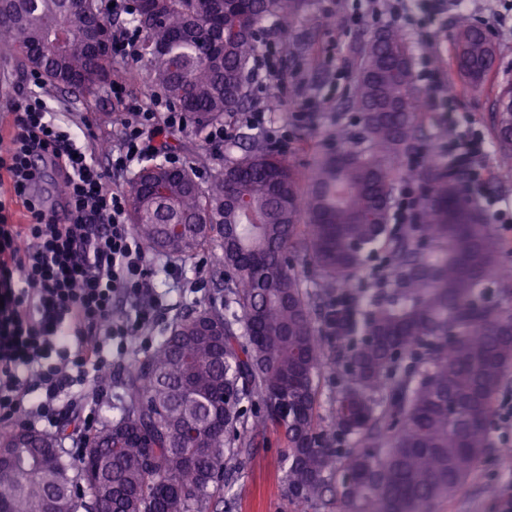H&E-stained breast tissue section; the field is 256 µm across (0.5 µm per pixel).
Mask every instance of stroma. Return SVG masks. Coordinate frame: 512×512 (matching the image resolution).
<instances>
[{"instance_id":"stroma-1","label":"stroma","mask_w":512,"mask_h":512,"mask_svg":"<svg viewBox=\"0 0 512 512\" xmlns=\"http://www.w3.org/2000/svg\"><path fill=\"white\" fill-rule=\"evenodd\" d=\"M506 0H413L409 19H394L393 24L406 35L414 58L429 54L434 72L441 82L456 78L454 33L460 25L474 22L478 16L503 9ZM262 43L273 48L279 74L264 89L249 87L251 108L277 102V124L283 131L282 150L302 174H309L316 160L331 149V130L343 126L351 134H359L361 126L350 99L360 73L361 50L382 25L366 12L364 0H308L304 13L288 34H281L272 20L261 23ZM499 45L494 71L487 83L475 89L459 85L452 97L451 112L429 106L423 115V134L418 153L427 162L444 158L448 147L450 122H457L479 131L486 141V163L494 175L483 192L512 204V165H505L496 151L497 92L512 84V22L492 34ZM28 69L22 68L6 51L0 49V114L10 112L12 104L27 87ZM322 101L318 112L303 117L301 102L309 95ZM50 106L56 112H74L90 119L102 137H109L112 117L116 111L108 89L86 95L52 89ZM245 123L231 120L229 137L223 145L205 141L207 126H190L180 133L189 149L180 153L181 162H194L198 176L209 181L215 169L226 160L240 155L247 143L239 137ZM217 250L207 246L197 257L186 259L187 268L197 261L206 267L198 281L187 280L181 293L171 295L172 313L163 314L155 326L162 333L173 313L184 312L223 296L214 290L212 278L218 269ZM491 447L477 465L463 488L451 498L440 502L434 512H512V427L493 424ZM285 449L276 436L267 444L254 448L238 471L220 504L208 512H294L283 483L279 459Z\"/></svg>"}]
</instances>
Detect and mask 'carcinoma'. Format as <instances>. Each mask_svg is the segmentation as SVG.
<instances>
[{
    "label": "carcinoma",
    "mask_w": 512,
    "mask_h": 512,
    "mask_svg": "<svg viewBox=\"0 0 512 512\" xmlns=\"http://www.w3.org/2000/svg\"><path fill=\"white\" fill-rule=\"evenodd\" d=\"M305 0H152L144 34L148 88L195 124L248 100L244 74L264 19L292 24ZM103 0H0V48L55 86L91 95L112 54H91ZM458 76L474 88L497 47L474 24L455 35ZM166 46L169 52H155ZM425 93L409 43L391 26L362 48L351 97L362 135L302 176L278 150H250L205 186L181 167L162 196L133 184L130 221L151 249L191 258L216 242L224 307L176 315L123 373L119 415L86 437L72 462L41 433L0 451V512H205L270 432L283 436L288 496L319 512H432L456 493L490 446L494 402L512 367V290L486 282L502 268L493 225L448 166L401 168L420 139ZM499 151L512 156V101L499 113ZM423 190L418 222L389 228L396 182ZM183 230L172 234L169 225ZM391 268L364 299L370 253ZM342 368L332 416L316 413L319 380Z\"/></svg>",
    "instance_id": "carcinoma-1"
}]
</instances>
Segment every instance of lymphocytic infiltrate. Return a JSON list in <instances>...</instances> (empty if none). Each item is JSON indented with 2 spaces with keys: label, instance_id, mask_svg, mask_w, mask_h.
Instances as JSON below:
<instances>
[{
  "label": "lymphocytic infiltrate",
  "instance_id": "f902f5d3",
  "mask_svg": "<svg viewBox=\"0 0 512 512\" xmlns=\"http://www.w3.org/2000/svg\"><path fill=\"white\" fill-rule=\"evenodd\" d=\"M29 83L0 135V179L9 186L0 195V421L57 430L72 418L87 433L100 422L88 402L98 372L130 343L150 345L163 297L157 271L174 285L182 276L174 263L157 268L128 222V193L106 176L152 154L160 134L183 131L186 121L161 96L135 100L113 81L117 146L105 171L93 124L51 111L40 75ZM484 147L476 132L449 139V167L473 183L490 179ZM36 156L48 158L62 187L66 223L32 191Z\"/></svg>",
  "mask_w": 512,
  "mask_h": 512
}]
</instances>
